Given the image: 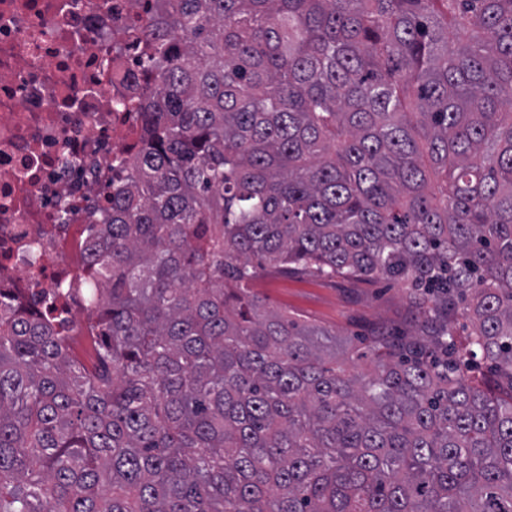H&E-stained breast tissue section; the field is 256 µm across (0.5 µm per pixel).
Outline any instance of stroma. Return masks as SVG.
Listing matches in <instances>:
<instances>
[{"instance_id": "stroma-1", "label": "stroma", "mask_w": 512, "mask_h": 512, "mask_svg": "<svg viewBox=\"0 0 512 512\" xmlns=\"http://www.w3.org/2000/svg\"><path fill=\"white\" fill-rule=\"evenodd\" d=\"M251 286L263 299L265 310H292L340 335L401 330L413 318L403 286L387 280L368 284L314 274L263 272Z\"/></svg>"}]
</instances>
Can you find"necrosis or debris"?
Wrapping results in <instances>:
<instances>
[{
	"mask_svg": "<svg viewBox=\"0 0 512 512\" xmlns=\"http://www.w3.org/2000/svg\"><path fill=\"white\" fill-rule=\"evenodd\" d=\"M154 0H0V288L75 335L87 227L123 181L150 83L135 27Z\"/></svg>",
	"mask_w": 512,
	"mask_h": 512,
	"instance_id": "4bbe7bcc",
	"label": "necrosis or debris"
}]
</instances>
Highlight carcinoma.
<instances>
[{
  "instance_id": "cac0c4a2",
  "label": "carcinoma",
  "mask_w": 512,
  "mask_h": 512,
  "mask_svg": "<svg viewBox=\"0 0 512 512\" xmlns=\"http://www.w3.org/2000/svg\"><path fill=\"white\" fill-rule=\"evenodd\" d=\"M149 27L89 225L101 369L0 291V512H512V0H156ZM261 270L401 281L419 319L356 374Z\"/></svg>"
}]
</instances>
